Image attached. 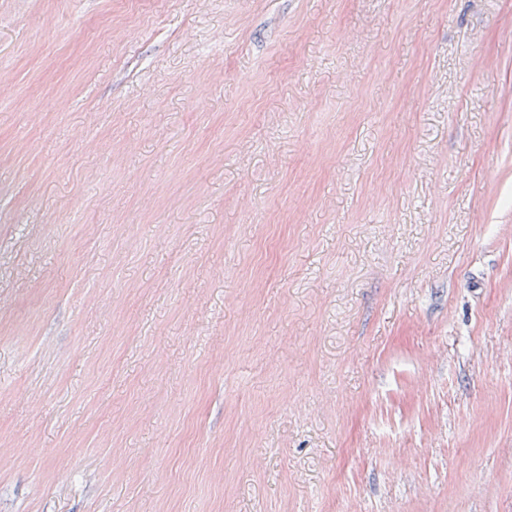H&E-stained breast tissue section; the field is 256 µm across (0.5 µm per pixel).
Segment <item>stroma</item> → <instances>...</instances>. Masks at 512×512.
<instances>
[{"label": "stroma", "mask_w": 512, "mask_h": 512, "mask_svg": "<svg viewBox=\"0 0 512 512\" xmlns=\"http://www.w3.org/2000/svg\"><path fill=\"white\" fill-rule=\"evenodd\" d=\"M0 512H512V0H0Z\"/></svg>", "instance_id": "1"}]
</instances>
